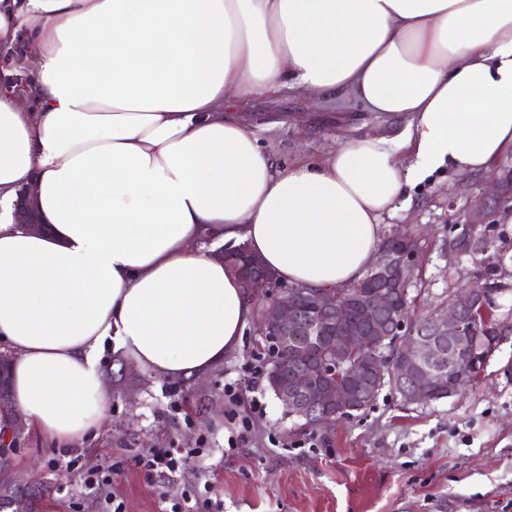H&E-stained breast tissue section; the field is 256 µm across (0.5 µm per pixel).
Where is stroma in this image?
<instances>
[{"instance_id": "obj_1", "label": "stroma", "mask_w": 512, "mask_h": 512, "mask_svg": "<svg viewBox=\"0 0 512 512\" xmlns=\"http://www.w3.org/2000/svg\"><path fill=\"white\" fill-rule=\"evenodd\" d=\"M276 168L317 160L339 143L371 133L394 140L403 118L339 100L315 103L291 90L235 104ZM487 174L443 167L384 215L383 235H420L408 285L409 320L445 308L484 267L494 265L500 292L494 314L512 328V223L489 201L482 242L455 255L471 205ZM258 323L239 349L201 378L169 380L104 353L109 415L96 437L68 449L37 432L9 456L11 490L0 512H167L168 497H187L188 512H512V331L490 357L479 382L459 394L405 403L392 387L353 416L308 427L284 416L266 387L270 368ZM263 404L254 413L253 400ZM247 439L228 445L242 421ZM158 448L181 449L179 467L149 482L136 459ZM108 482L86 487L83 474Z\"/></svg>"}]
</instances>
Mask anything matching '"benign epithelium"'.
<instances>
[{
	"instance_id": "benign-epithelium-1",
	"label": "benign epithelium",
	"mask_w": 512,
	"mask_h": 512,
	"mask_svg": "<svg viewBox=\"0 0 512 512\" xmlns=\"http://www.w3.org/2000/svg\"><path fill=\"white\" fill-rule=\"evenodd\" d=\"M14 217L17 224L37 231L46 229L27 187L18 190ZM485 224L487 209L479 200L469 211L466 226L476 230ZM389 240L396 242V247L382 245L377 249L369 269V279L374 287L360 297V303L370 313V334L395 347L392 367L383 366V354L374 360L373 394H378L379 389L389 383L407 402L426 401L429 395L423 382L441 384L445 377L437 368L439 360L446 356L448 361L454 362L458 355L469 352L470 335L463 325V316H484L488 309L478 288H465L452 298L445 311L431 314L428 331H416V326L407 322L404 312L407 288L403 287V281L412 272L419 242L414 235L401 232L389 236ZM237 252L241 264L236 266V271L241 275L249 298L265 301L260 334L271 345V362L280 366L279 346L290 343L293 351H303L312 337L325 328L327 321L337 317L340 295L285 287L246 247H238ZM309 300L314 301L322 312L312 324L302 322L298 313L300 304ZM356 345V337L351 333L334 337L329 344L333 358L320 364L319 370L339 374L349 369ZM9 382L8 371L1 363L0 413L8 415L6 430L0 432L1 459L7 458L26 440V420L19 409L13 407ZM272 383L286 412L313 425L331 423L340 414L364 408L368 401L366 394L339 383L316 384L303 371L289 378L276 377Z\"/></svg>"
}]
</instances>
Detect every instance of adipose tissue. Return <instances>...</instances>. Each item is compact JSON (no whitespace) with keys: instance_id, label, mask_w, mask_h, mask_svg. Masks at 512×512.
I'll return each instance as SVG.
<instances>
[{"instance_id":"adipose-tissue-1","label":"adipose tissue","mask_w":512,"mask_h":512,"mask_svg":"<svg viewBox=\"0 0 512 512\" xmlns=\"http://www.w3.org/2000/svg\"><path fill=\"white\" fill-rule=\"evenodd\" d=\"M0 347L30 429L97 434L104 348L197 378L255 316L211 244L247 245L283 282L363 278L381 219L449 165L512 148V0H0ZM291 89L406 118L275 170L233 102ZM30 186L43 235L14 222Z\"/></svg>"}]
</instances>
